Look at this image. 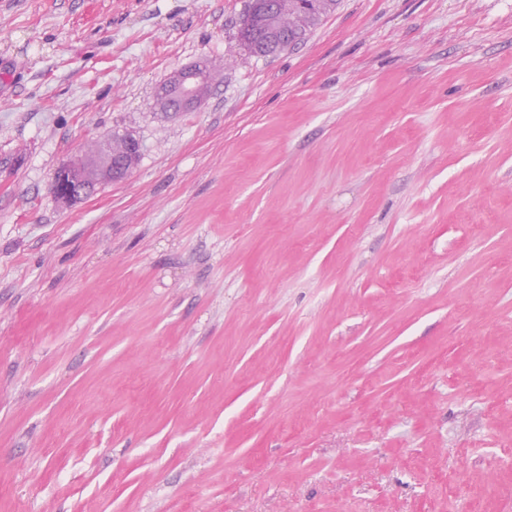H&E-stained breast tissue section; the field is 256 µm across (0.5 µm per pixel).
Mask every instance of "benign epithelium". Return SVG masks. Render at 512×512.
Instances as JSON below:
<instances>
[{"instance_id": "1", "label": "benign epithelium", "mask_w": 512, "mask_h": 512, "mask_svg": "<svg viewBox=\"0 0 512 512\" xmlns=\"http://www.w3.org/2000/svg\"><path fill=\"white\" fill-rule=\"evenodd\" d=\"M278 10V0H253L237 31L240 41L256 49L262 41H274L279 33L267 30L264 18ZM208 81L205 66L182 69L171 74L156 90L155 103L164 112H187L201 103L199 89ZM142 144L133 135L127 136V151L112 154V139L104 138L98 153L91 157L82 152L59 165L52 177L51 189L56 199L71 207L105 183L120 182L135 167Z\"/></svg>"}]
</instances>
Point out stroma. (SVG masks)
<instances>
[{"label":"stroma","instance_id":"stroma-1","mask_svg":"<svg viewBox=\"0 0 512 512\" xmlns=\"http://www.w3.org/2000/svg\"><path fill=\"white\" fill-rule=\"evenodd\" d=\"M248 2L0 0V512H512V0ZM298 1L279 0V11L266 18V28L264 18L278 10V0H254L252 10L243 17L239 25L237 31L239 40L248 44L250 49L257 50L262 41H274L280 35V32H272L267 29L301 33L304 35L303 39H305L328 15L335 12L339 5L338 0H312L311 8L304 10L299 6ZM241 48L252 55L258 56L250 49L244 48L243 45ZM208 81L205 65L171 74L156 90L155 103L163 112H187L201 103L199 89ZM112 144L120 151L124 145L122 134L114 132L110 138L102 139L94 157L79 152L55 169L51 189L62 205L71 207L93 193L97 186L126 179L141 154L142 144L135 136L128 135L127 151L121 155H112Z\"/></svg>","mask_w":512,"mask_h":512}]
</instances>
